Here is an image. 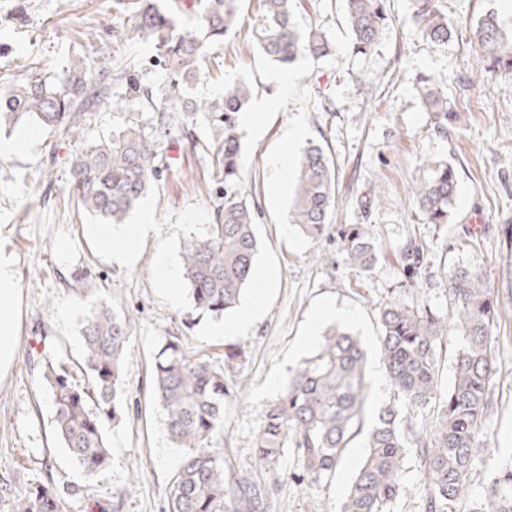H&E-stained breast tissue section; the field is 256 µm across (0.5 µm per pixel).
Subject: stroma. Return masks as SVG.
Listing matches in <instances>:
<instances>
[{"label": "stroma", "instance_id": "1", "mask_svg": "<svg viewBox=\"0 0 512 512\" xmlns=\"http://www.w3.org/2000/svg\"><path fill=\"white\" fill-rule=\"evenodd\" d=\"M388 2L391 22L368 55L353 49L343 0H295L299 26L326 35L327 56L298 58L284 83L282 68L257 48L228 39L212 50L208 78L193 90L216 97L225 84L246 82L252 89L250 109L261 115L257 125L239 127L241 177L260 211L255 291L263 297L261 312L240 333L212 334L211 317L190 323L192 304L183 281L174 283L180 297L175 304L157 279L158 254L179 261L184 238L203 233L213 221L218 198L202 150L172 149L167 170L143 199L155 230L126 259L121 244L96 238V217L75 205L70 167L85 149L111 138L113 129L132 121L152 125L153 113L113 109V99L124 93L116 84L86 113L77 137L42 128L0 130V144L28 142L19 153H0V253L12 260L17 288V342L8 371L0 375V483L27 487L53 478L65 492L62 512L111 506L120 489L126 496L119 512H167V489L183 451L172 443L153 398L151 371L157 349L172 334L189 355L217 363L226 347L244 346L246 357L231 377L246 390L242 398L224 402V456L232 479L254 477L256 430L306 356L298 345L313 311L330 303L355 314L348 327L368 351L367 410L373 413L393 397L378 358L380 308L398 299L448 319L453 300L446 279L462 267L487 275L499 310L491 340L497 373L487 390L483 448L457 512H468L483 494L501 463L512 457V74L493 76L482 87L459 77L487 64L469 33L470 22L492 12L510 29L512 10L503 0H439L458 20L460 33L437 44L419 37L411 0ZM113 6L114 0H0V88L34 66L62 72L75 56L94 73L119 59L139 60L140 78L162 87L163 72L146 65L152 47L115 39ZM422 76L447 85L448 100L461 113L448 136L435 132L421 102L417 80ZM311 80L327 84L331 111L314 112L304 102L298 85ZM294 126L304 131L294 155L315 143L336 167L333 223L372 225L381 242L370 271L358 272L347 262L336 232L310 240L289 224L292 182L277 155ZM435 159L448 160L458 175L447 224L426 223L410 199L411 186ZM371 194L382 203L363 212L358 201ZM412 242L422 247L424 262L411 277L400 255ZM320 254L329 256V263L317 262ZM99 303L127 319L130 343L123 414L105 428L111 464L87 479L54 439L40 358L51 356L75 368L81 360V322ZM364 453L362 439H355L335 475L311 483L300 477L296 452L287 450L269 479L274 512H339Z\"/></svg>", "mask_w": 512, "mask_h": 512}]
</instances>
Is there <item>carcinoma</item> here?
Listing matches in <instances>:
<instances>
[{
	"instance_id": "1",
	"label": "carcinoma",
	"mask_w": 512,
	"mask_h": 512,
	"mask_svg": "<svg viewBox=\"0 0 512 512\" xmlns=\"http://www.w3.org/2000/svg\"><path fill=\"white\" fill-rule=\"evenodd\" d=\"M125 16L115 36L132 32L154 47L153 66L162 69V89L143 82L138 64L120 61L94 79L84 61L74 57L63 75L30 70L19 83L0 90V128L35 126L66 132L78 129L82 116L106 90L109 80L122 81L125 95L116 104L157 113L146 128L136 122L112 132V139L76 157L71 165L70 193L78 206L107 224H122L158 180L172 144L182 143L210 156L213 178L224 183L222 201L213 223L202 234L188 235L181 246L183 280L199 316L219 318L233 310L244 292L255 286L259 252L257 207L241 181L242 145L237 133L240 114L247 110L252 89L245 83L224 86L218 98L194 96L189 90L206 75L208 49L224 42L238 28L237 0H116ZM420 34L446 42L457 30L437 0H413ZM387 0H346V19L353 49L367 55L378 46L388 23ZM196 15V32L177 29V16ZM473 37L490 61L488 74L512 72V29L492 14L482 16ZM243 43L257 47L286 68L300 56L321 58L331 51L315 27L299 29L293 0H259L256 23ZM313 111H330L325 88L313 82L303 87ZM420 95L434 130L442 137L455 126L458 113L448 107V90L423 82ZM203 118L212 130L204 144L194 140L192 126ZM291 223L306 238L318 240L331 227L335 208L336 172L324 150L307 147L293 175ZM457 174L445 160L431 161L427 175L412 189V201L429 224H446L454 202ZM341 251L352 266L365 272L378 260L381 245L369 224H346L339 230ZM407 273L423 262L414 244L401 254ZM454 303L448 324L433 313L399 300L380 310V356L397 399L365 420L368 385L366 353L360 339L339 326L331 327L317 349L289 375L288 382L265 413L255 435L260 473H277L284 449L292 448L306 477L317 483L331 476L351 441L366 431V453L353 475L340 512H387L403 493L399 473L414 456L427 488L425 512H456L465 495L467 477L481 446L490 411L487 388L497 373L491 335L497 319L492 289L483 275L457 269L449 277ZM464 333L455 354L454 380L438 383L437 347L446 326ZM81 336L78 384L62 365L45 358L41 380L53 409V430L72 464L86 478L108 469L111 448L105 424L121 413L124 354L129 342L127 320L98 305L85 317ZM245 348L224 351L215 364L188 355L179 338L166 337L153 364V394L164 411L172 442L184 449L181 465L168 489L169 512H268L270 488L259 480L232 482L224 474V399L243 387L227 372L240 364ZM430 412V425L402 427V413ZM9 496L12 512H61L62 493L48 480L21 490L0 489ZM472 512H512V460L503 463Z\"/></svg>"
}]
</instances>
